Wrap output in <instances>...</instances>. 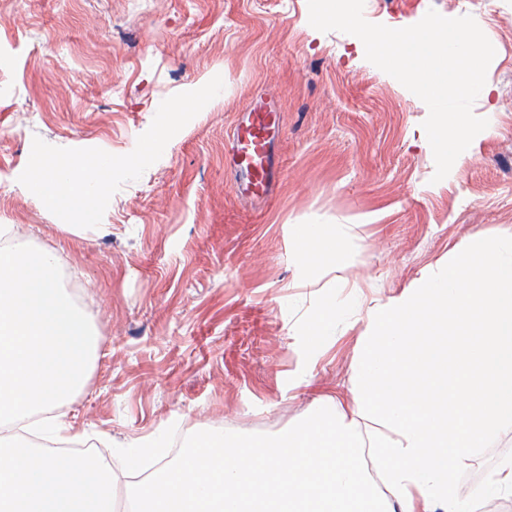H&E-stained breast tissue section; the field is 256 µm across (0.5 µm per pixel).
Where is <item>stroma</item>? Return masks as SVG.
<instances>
[{
    "mask_svg": "<svg viewBox=\"0 0 512 512\" xmlns=\"http://www.w3.org/2000/svg\"><path fill=\"white\" fill-rule=\"evenodd\" d=\"M431 9L472 16L496 51L473 106L489 125L437 183L426 104L359 38L313 28L308 0H0V225L56 251L100 336L64 412L102 455L157 433L250 442L295 426L315 391L352 387L355 332L302 360L313 311L386 298L474 233L512 232V0H365L363 14L397 29ZM217 74L222 92L112 196L103 227L64 232L19 183L33 138L128 154L163 100ZM260 94L282 171L256 199L234 191L224 148ZM298 224L342 230L344 288L331 257L299 262Z\"/></svg>",
    "mask_w": 512,
    "mask_h": 512,
    "instance_id": "1",
    "label": "stroma"
}]
</instances>
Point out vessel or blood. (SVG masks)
<instances>
[{"instance_id":"1","label":"vessel or blood","mask_w":512,"mask_h":512,"mask_svg":"<svg viewBox=\"0 0 512 512\" xmlns=\"http://www.w3.org/2000/svg\"><path fill=\"white\" fill-rule=\"evenodd\" d=\"M277 107L260 97L244 112L226 146L225 164L235 175L240 194L268 195L279 174L275 155Z\"/></svg>"}]
</instances>
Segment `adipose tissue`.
<instances>
[{
	"label": "adipose tissue",
	"instance_id": "ef3b65f1",
	"mask_svg": "<svg viewBox=\"0 0 512 512\" xmlns=\"http://www.w3.org/2000/svg\"><path fill=\"white\" fill-rule=\"evenodd\" d=\"M299 261L350 263L335 228L302 227ZM0 238V512H116V471L18 439L74 440L53 413L87 383L98 338L59 286L54 252ZM358 329L349 398L324 394L300 424L248 443L213 430L125 497L133 512H512V451L468 494L462 470L512 434V234L477 233L433 274L346 316L311 317L318 351Z\"/></svg>",
	"mask_w": 512,
	"mask_h": 512
}]
</instances>
